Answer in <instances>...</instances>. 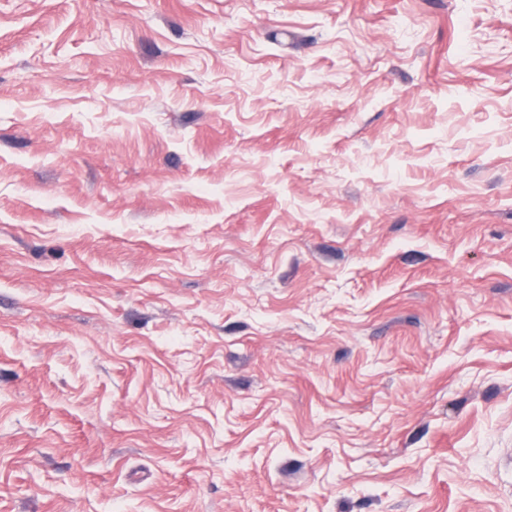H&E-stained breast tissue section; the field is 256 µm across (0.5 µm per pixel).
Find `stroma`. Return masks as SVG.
<instances>
[{
  "label": "stroma",
  "mask_w": 512,
  "mask_h": 512,
  "mask_svg": "<svg viewBox=\"0 0 512 512\" xmlns=\"http://www.w3.org/2000/svg\"><path fill=\"white\" fill-rule=\"evenodd\" d=\"M0 512H512V0H0Z\"/></svg>",
  "instance_id": "obj_1"
}]
</instances>
